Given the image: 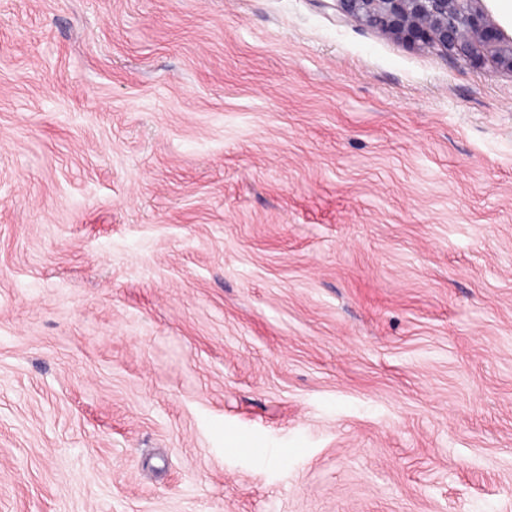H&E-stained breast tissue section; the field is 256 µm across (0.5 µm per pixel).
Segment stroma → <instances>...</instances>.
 Listing matches in <instances>:
<instances>
[{
	"instance_id": "stroma-1",
	"label": "stroma",
	"mask_w": 512,
	"mask_h": 512,
	"mask_svg": "<svg viewBox=\"0 0 512 512\" xmlns=\"http://www.w3.org/2000/svg\"><path fill=\"white\" fill-rule=\"evenodd\" d=\"M0 512H512V71L0 0Z\"/></svg>"
}]
</instances>
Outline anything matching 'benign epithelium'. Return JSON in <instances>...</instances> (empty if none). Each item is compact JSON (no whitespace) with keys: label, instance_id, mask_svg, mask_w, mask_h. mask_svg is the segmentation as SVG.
<instances>
[{"label":"benign epithelium","instance_id":"benign-epithelium-1","mask_svg":"<svg viewBox=\"0 0 512 512\" xmlns=\"http://www.w3.org/2000/svg\"><path fill=\"white\" fill-rule=\"evenodd\" d=\"M482 0H336L344 22L421 41L439 55L468 56L477 47H501L499 63L512 71V37L494 34Z\"/></svg>","mask_w":512,"mask_h":512}]
</instances>
